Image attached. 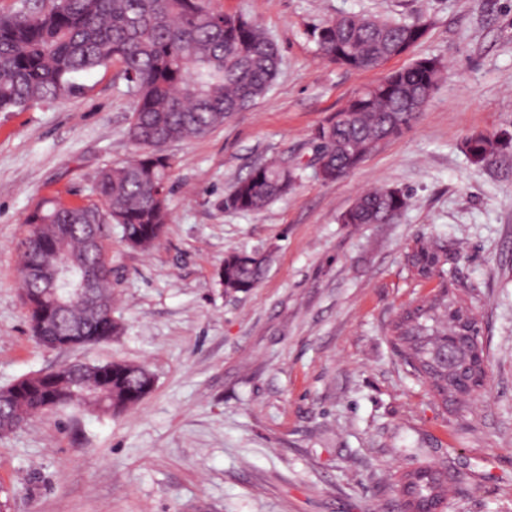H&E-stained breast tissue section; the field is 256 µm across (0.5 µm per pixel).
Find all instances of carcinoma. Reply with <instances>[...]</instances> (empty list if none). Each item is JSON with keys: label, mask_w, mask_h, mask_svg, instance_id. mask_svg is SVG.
Instances as JSON below:
<instances>
[{"label": "carcinoma", "mask_w": 512, "mask_h": 512, "mask_svg": "<svg viewBox=\"0 0 512 512\" xmlns=\"http://www.w3.org/2000/svg\"><path fill=\"white\" fill-rule=\"evenodd\" d=\"M428 30L421 18L381 21L344 16L323 22L313 35L322 55L343 56L341 64L355 70L374 69L402 50L411 49ZM114 62L133 98L127 130L136 148L128 160L100 170L97 200L63 204L47 200L29 217L30 234L66 249L79 262L69 274L108 263L105 240L110 224L121 225L125 242L137 249L160 240L155 226L168 221L167 159L161 145L203 136L224 124L242 101L253 102L271 85L279 70L280 53L261 27L244 17L229 16L207 0H49L37 10L0 16V112L24 109L43 100L60 99L76 89V75ZM445 66L423 58L389 73L358 93L342 117L329 119L313 136V163H323L321 179L337 181L355 169L382 139L409 128L416 115L407 98L426 101L442 79ZM512 145L496 136L475 135L463 151L480 165ZM299 168L278 162L260 164L237 179L224 193V209L259 210L287 194ZM408 193L381 187L362 194L341 218L344 224H387L404 211ZM98 233L94 249L87 246ZM248 251L224 256L219 285L247 292L261 279L264 262ZM409 264L430 278L443 266L441 250L418 240L408 249ZM49 252L22 250L23 304L46 292L34 270L48 268ZM59 308V324H84L95 343L118 331L93 320L69 298ZM468 305L443 282L436 292L406 309L394 326L392 345L416 378L428 385L443 405L457 404L459 380H473L468 353L479 335L478 322L463 321ZM458 332L453 368L438 349L448 331ZM153 374L143 365L126 364L120 379L101 377L82 365L41 377L26 375L0 388L6 415L29 414L51 403L56 408L92 409L112 414L135 407L152 389ZM447 472L415 470L401 478L407 508L428 510L446 500Z\"/></svg>", "instance_id": "carcinoma-1"}]
</instances>
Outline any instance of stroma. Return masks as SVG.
<instances>
[{"label": "stroma", "mask_w": 512, "mask_h": 512, "mask_svg": "<svg viewBox=\"0 0 512 512\" xmlns=\"http://www.w3.org/2000/svg\"><path fill=\"white\" fill-rule=\"evenodd\" d=\"M255 20L281 65L267 91L208 134L169 143L160 243L107 241L111 341L49 350L19 296L18 246L42 201L95 199L98 172L129 158L132 99L119 64L77 75V90L0 112V387L65 363L149 368L131 410L52 408L0 437V512H401L400 477L463 475L443 512H512V148L472 164L476 134L512 135V0H209ZM347 14L430 26L407 54L369 70L324 58L312 36ZM446 72L411 128L346 177L306 162L315 130L359 92L417 59ZM301 167L288 194L239 213L224 193L252 167ZM373 187L407 209L388 224H344ZM444 251L418 276V238ZM264 254L251 291L216 282L224 256ZM447 282L479 318L485 395L443 406L389 343L392 322Z\"/></svg>", "instance_id": "35a3bbf8"}]
</instances>
